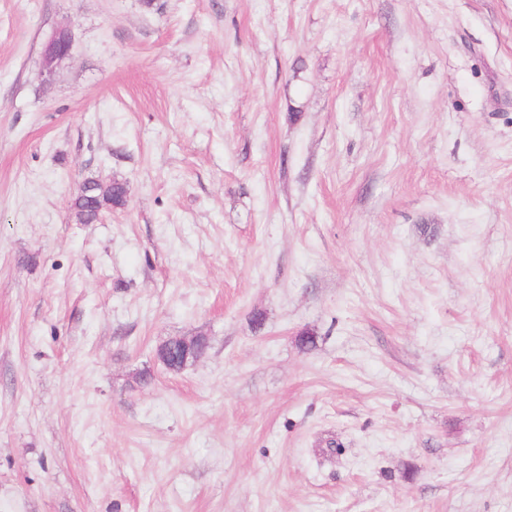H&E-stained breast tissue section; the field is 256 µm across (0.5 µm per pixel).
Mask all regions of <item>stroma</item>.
Segmentation results:
<instances>
[{"label":"stroma","mask_w":512,"mask_h":512,"mask_svg":"<svg viewBox=\"0 0 512 512\" xmlns=\"http://www.w3.org/2000/svg\"><path fill=\"white\" fill-rule=\"evenodd\" d=\"M155 2L0 0V512H512V0ZM72 35L68 28L59 27L45 43L42 51L43 74L50 78L58 61L66 58L71 49ZM95 181L100 189H101V195L98 198L97 208L99 211H101L104 208L112 207V202L114 207L118 209H122L123 206H125L127 202V189L126 186L119 182V181H113L109 183L106 186H103V184L99 180H93ZM113 183V188H112ZM113 189V194H112Z\"/></svg>","instance_id":"1"}]
</instances>
